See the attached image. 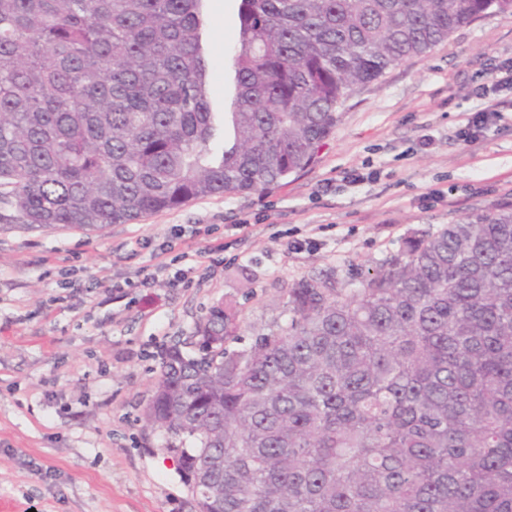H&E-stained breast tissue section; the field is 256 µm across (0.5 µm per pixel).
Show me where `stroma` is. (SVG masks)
<instances>
[{
  "mask_svg": "<svg viewBox=\"0 0 512 512\" xmlns=\"http://www.w3.org/2000/svg\"><path fill=\"white\" fill-rule=\"evenodd\" d=\"M213 111L224 109L238 0H203ZM512 58V13L457 29L431 52L354 88L314 162L259 192L196 199L130 224L52 228L0 221V502L17 512H196L163 435L143 410L165 350L214 304L240 318L235 349L288 321L291 286L344 288L427 235L512 200V90H476ZM477 139L457 132L486 105ZM197 226L199 237H175ZM173 254L223 244L205 279L153 287ZM117 290H110V283Z\"/></svg>",
  "mask_w": 512,
  "mask_h": 512,
  "instance_id": "35a3bbf8",
  "label": "stroma"
}]
</instances>
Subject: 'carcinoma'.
<instances>
[{
    "instance_id": "carcinoma-1",
    "label": "carcinoma",
    "mask_w": 512,
    "mask_h": 512,
    "mask_svg": "<svg viewBox=\"0 0 512 512\" xmlns=\"http://www.w3.org/2000/svg\"><path fill=\"white\" fill-rule=\"evenodd\" d=\"M202 0H0V204L103 228L313 163L356 86L512 0H239L234 95H207ZM162 358L145 421L198 512H512V201L405 240L346 291L288 289Z\"/></svg>"
}]
</instances>
